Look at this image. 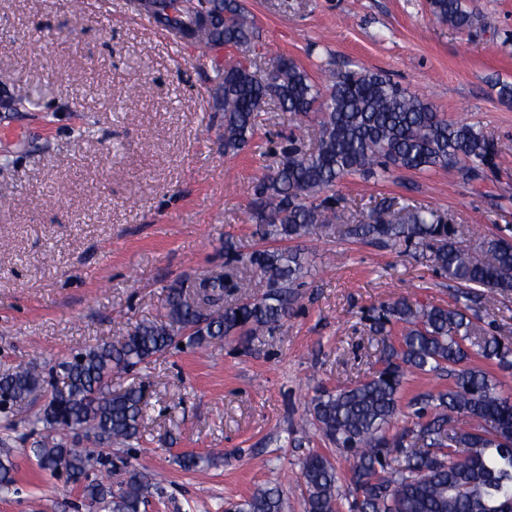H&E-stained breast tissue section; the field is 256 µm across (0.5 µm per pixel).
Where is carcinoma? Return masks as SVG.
Instances as JSON below:
<instances>
[{"mask_svg": "<svg viewBox=\"0 0 512 512\" xmlns=\"http://www.w3.org/2000/svg\"><path fill=\"white\" fill-rule=\"evenodd\" d=\"M433 13L456 30L471 24L462 0H430ZM152 12L182 40L207 54L219 45L253 47L255 27L240 0H154ZM219 110L224 112V154L240 153L265 121L272 101L284 112L312 117L306 135L291 134L272 175L257 179L249 219L260 224L267 245L249 253L224 246L227 268L191 286H167L164 314L137 323L122 341L79 348L61 362L66 391L48 392L33 367L0 376V413L21 404L37 411L31 432L47 435L31 449L39 468L66 478L84 477L83 497L98 512H140L153 477L125 464L112 483V447L140 439L144 419L141 390L112 391V376L167 354L183 343L220 347L235 336L272 334L288 319L301 286L302 262L286 242L336 230L337 184L348 176L386 181L396 172L427 174L467 168L471 177L502 150L464 121H450L432 105L380 72L346 71L329 85L315 81L290 58L277 59L266 78L240 55L216 69ZM342 232L384 246L429 251L440 274L458 285L454 302L424 304L396 297L381 305L373 330L395 337L372 375L350 387L324 390L308 412L320 435L351 461L349 481L356 496L351 512H512V395L498 388L485 364L512 368V344L484 333L469 315L470 302L512 295V241L493 236L479 248L454 240L456 230L426 208L392 199L362 224ZM249 268L265 279L260 298L247 294L238 277ZM239 297L224 302V290ZM446 371L448 388L420 402L415 426L395 430L399 393L409 373ZM92 431L95 450L75 448L82 431ZM14 463L0 455V490L14 483ZM306 512H339L338 473L320 453L301 462ZM283 489L259 486L226 503L224 512H285Z\"/></svg>", "mask_w": 512, "mask_h": 512, "instance_id": "cac0c4a2", "label": "carcinoma"}]
</instances>
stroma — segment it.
<instances>
[{"label":"stroma","mask_w":512,"mask_h":512,"mask_svg":"<svg viewBox=\"0 0 512 512\" xmlns=\"http://www.w3.org/2000/svg\"><path fill=\"white\" fill-rule=\"evenodd\" d=\"M259 31L258 68L281 56L316 81L345 70L385 72L441 115L464 120L508 150L469 180L462 167L386 182L350 176L338 186L342 222L381 201L405 198L438 212L464 244L512 239V0H464L471 25L457 31L430 0H242ZM70 0H0V374L33 366L55 383L75 348L117 342L163 312L165 288L193 283L225 262L224 242L256 249L245 220L259 177L272 173L281 137L297 120L276 106L250 145L224 152L215 62L191 44H171L133 0H99L70 29ZM80 74L72 82L70 74ZM34 105L10 103L14 84ZM304 285L272 336H233L222 348L183 347L112 379L142 388V437L119 449L164 477L141 512H224L260 484L283 488L287 512H305L301 461L326 454L339 473V510L353 499L349 463L305 425L320 389L363 380L384 343L375 308L398 296L448 304L455 283L425 252L346 236L293 243ZM448 378L411 373L396 428L415 423V399ZM0 413V451L15 481L0 512H87L78 488L42 471L34 437ZM185 453L210 460L184 470Z\"/></svg>","instance_id":"1"}]
</instances>
